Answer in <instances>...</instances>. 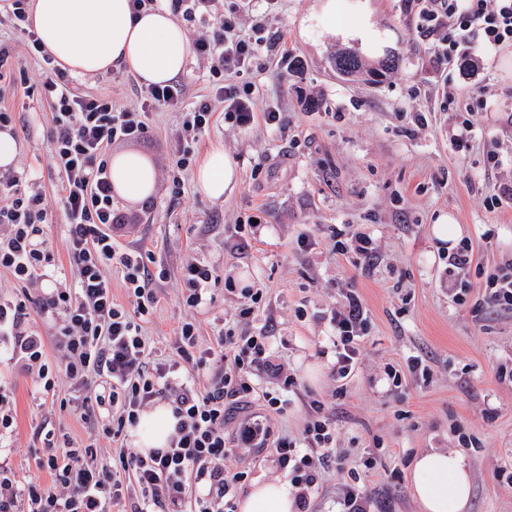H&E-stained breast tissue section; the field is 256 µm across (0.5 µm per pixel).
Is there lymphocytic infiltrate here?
Instances as JSON below:
<instances>
[{"instance_id": "obj_1", "label": "lymphocytic infiltrate", "mask_w": 512, "mask_h": 512, "mask_svg": "<svg viewBox=\"0 0 512 512\" xmlns=\"http://www.w3.org/2000/svg\"><path fill=\"white\" fill-rule=\"evenodd\" d=\"M418 36L431 42L434 64L466 58L472 48L497 52L512 48V0H407ZM29 0H12L5 19L27 37V48L44 64L46 78L36 91L52 108L49 163L60 178V204L66 219V248L76 286L32 298L27 285L43 277L54 256L44 244L51 217L41 191L20 178L0 174V270L7 271L22 293L0 300V347L36 376L42 394L55 393L48 376L45 344L29 332L32 311H51L59 320L55 348L60 374L84 392L82 416L104 435L120 440L136 426L145 408L167 402L176 420L167 447L148 453L120 445L114 462L100 465L92 445L66 446L39 461L49 482H20L8 462H0V512H117L134 500V512H235L234 491L240 471L225 469L232 456L224 439V422L237 404L261 392L268 410L283 413L296 377L284 374L269 351L265 333L219 331L216 348L199 349L195 320L183 321L168 356L151 358L142 326L157 302L155 276L142 250L120 249L112 230L124 223L113 207L108 167L113 142L138 140L150 132L148 115L159 109H181V131L173 139L168 178L179 186L190 164L184 143L209 129L216 110H223L239 131L256 122L281 128L286 116L259 106L249 75L260 45L243 38L240 24L255 12V0H231L211 31L200 34L193 52L210 63L212 98L185 106L186 82L148 85L141 103L115 105L104 95L81 93L66 71L45 50L30 19ZM121 271L132 307L114 301L108 267ZM181 302L198 310L216 275L213 267L186 261L179 271ZM338 379L354 372L367 310L356 291H348L328 317ZM269 382L257 390L254 375ZM246 448H269L295 489L298 512H308L309 498L335 453L336 430L320 402H313L302 442L271 438L262 420L242 424ZM195 498H188L189 485Z\"/></svg>"}]
</instances>
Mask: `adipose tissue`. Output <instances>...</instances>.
Returning a JSON list of instances; mask_svg holds the SVG:
<instances>
[{
    "mask_svg": "<svg viewBox=\"0 0 512 512\" xmlns=\"http://www.w3.org/2000/svg\"><path fill=\"white\" fill-rule=\"evenodd\" d=\"M33 28L57 65L78 76L104 75L115 69L135 74L141 83L167 84L180 75L190 59V45L181 23L169 7L133 14L130 0H32ZM319 21L345 42L380 51L386 37L369 20L348 21L336 10V0H322ZM115 198L135 205L155 194L153 162L134 152L113 154L110 162ZM194 179L207 198L230 196L239 183V166L222 143L209 146ZM170 406L156 405L144 413L134 432L141 451L166 447L174 431ZM414 496L422 512H466L471 480L462 458L453 452L419 455L412 466ZM239 512H295L288 480L260 477L238 502Z\"/></svg>",
    "mask_w": 512,
    "mask_h": 512,
    "instance_id": "ef3b65f1",
    "label": "adipose tissue"
}]
</instances>
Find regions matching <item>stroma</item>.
<instances>
[{"instance_id": "obj_1", "label": "stroma", "mask_w": 512, "mask_h": 512, "mask_svg": "<svg viewBox=\"0 0 512 512\" xmlns=\"http://www.w3.org/2000/svg\"><path fill=\"white\" fill-rule=\"evenodd\" d=\"M405 4L369 0L372 20L387 33L388 52L397 60L382 83L371 85L332 68L342 43L313 20L318 0H260L257 20L240 25L242 35L264 44L249 79L261 102L285 112L286 127L241 132L215 114L209 130L187 145L198 158L218 141L239 161L236 191L214 202L189 172L172 193L167 170L181 114H153L148 137L112 145L149 158L158 172L149 204L116 202L128 222L113 235L123 248L152 250L155 268L165 272L145 325L154 354H167L187 315L196 319L202 349L214 346L221 329L236 326L245 298L227 290L224 279L244 276L263 291L251 329H266L274 355L299 388L284 413L266 411L254 398L226 420L224 436L240 450L234 465L247 474L239 493L258 477L281 473L268 449H240L242 419L261 417L272 436L297 440L317 400L336 425L339 464L326 468L311 512H336L345 483L372 498V512H420L411 467L427 450L464 457L472 478L468 512H512L505 480L512 472V381L499 377L512 369V310L488 307L482 290L512 265V202L495 209L487 203L512 184V49L471 66H433ZM289 58L298 68L287 69ZM74 85L121 102L136 100L141 88L125 70L78 77ZM25 87H0V107L22 119L14 172L40 188L52 213L44 238L55 264L31 287L36 295L73 287L74 278L60 183L49 166L52 109L26 96ZM465 116L475 136L458 147L451 134ZM491 154L499 159L494 169ZM442 214L473 246V262L460 273L472 287L460 302L448 292V249L432 235ZM252 222L260 228L250 232L245 250L225 245L234 225ZM339 232L371 236L377 250L370 269L333 252ZM305 234L315 245L302 251L297 239ZM188 260L209 264L221 278L195 313L180 301L179 270ZM350 288L360 294L368 319L355 374L340 383L332 374L327 317ZM414 356L425 374L409 372ZM391 369L401 386L389 379ZM0 391L17 423L0 458L20 478L48 481L36 467L47 453L39 433L54 430L59 448L87 442L91 427L80 417L79 399L69 387L61 401L42 398L30 375L9 361L0 363Z\"/></svg>"}]
</instances>
